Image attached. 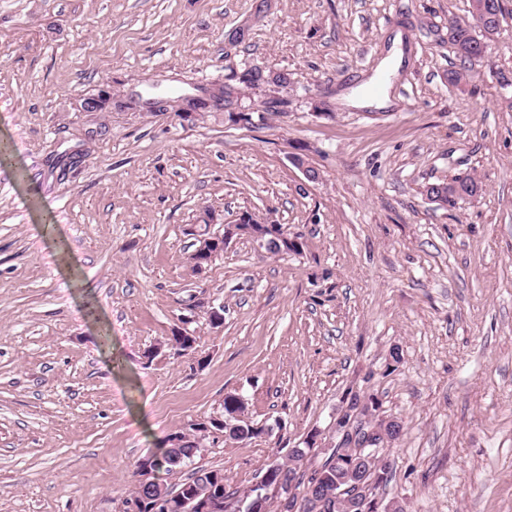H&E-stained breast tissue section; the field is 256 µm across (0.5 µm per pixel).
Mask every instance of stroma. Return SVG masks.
<instances>
[{"label": "stroma", "instance_id": "stroma-1", "mask_svg": "<svg viewBox=\"0 0 512 512\" xmlns=\"http://www.w3.org/2000/svg\"><path fill=\"white\" fill-rule=\"evenodd\" d=\"M257 4L0 0V512H125L138 460L229 393L273 428L207 437L194 464L229 490L311 431L335 445L359 394L402 424L386 499L512 512V0L490 61L465 66L448 21L471 0ZM386 57L393 107L338 102ZM251 66L291 77L241 96L270 102L263 122L129 105ZM468 176L465 203L425 195ZM245 212L300 253L237 236L195 271L199 239ZM184 326L197 351L176 357Z\"/></svg>", "mask_w": 512, "mask_h": 512}]
</instances>
